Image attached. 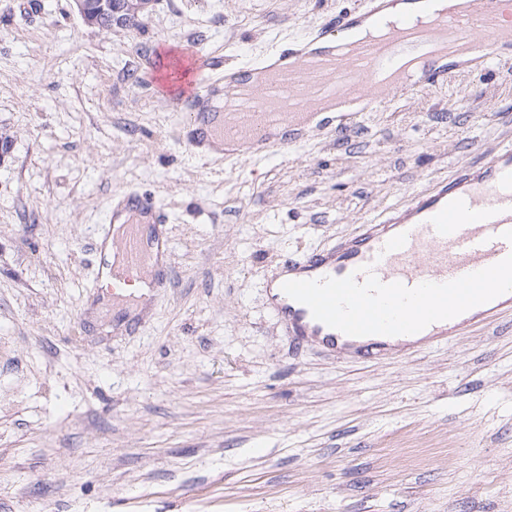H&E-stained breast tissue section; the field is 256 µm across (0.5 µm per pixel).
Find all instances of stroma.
<instances>
[{
  "label": "stroma",
  "mask_w": 512,
  "mask_h": 512,
  "mask_svg": "<svg viewBox=\"0 0 512 512\" xmlns=\"http://www.w3.org/2000/svg\"><path fill=\"white\" fill-rule=\"evenodd\" d=\"M364 0H151L105 31L0 0V512H512V312L404 359L296 345L262 287L512 140L467 66L259 165L196 155L163 65L254 60ZM168 216L173 285L92 288L113 197Z\"/></svg>",
  "instance_id": "1"
}]
</instances>
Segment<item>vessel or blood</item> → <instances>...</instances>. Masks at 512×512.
I'll return each instance as SVG.
<instances>
[{"label":"vessel or blood","instance_id":"vessel-or-blood-1","mask_svg":"<svg viewBox=\"0 0 512 512\" xmlns=\"http://www.w3.org/2000/svg\"><path fill=\"white\" fill-rule=\"evenodd\" d=\"M392 2L367 0L233 71L186 46L167 79L184 143L258 163L303 143L331 103L374 109L393 92L445 81L436 57L468 52L477 70L512 68V0H469L458 14L439 0H406L397 16ZM365 24L386 33L385 43H345L346 32ZM107 221L124 226L112 237L109 273L95 276L113 304L125 303L131 277L159 288L153 269L171 253L165 212L132 191L113 199ZM263 285L286 333L334 358L390 356L400 339L430 344L512 310V142L459 163L450 179L363 222L358 234L285 260Z\"/></svg>","mask_w":512,"mask_h":512}]
</instances>
